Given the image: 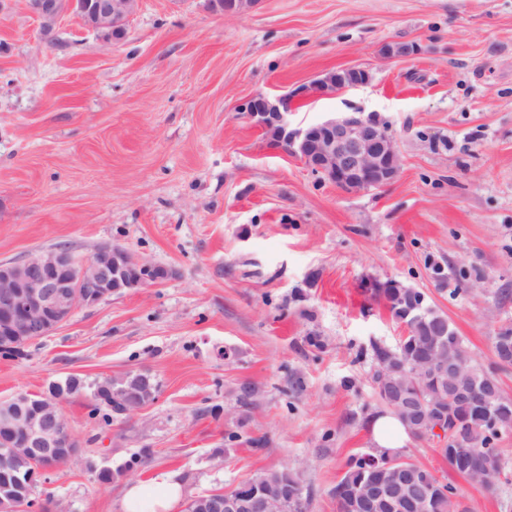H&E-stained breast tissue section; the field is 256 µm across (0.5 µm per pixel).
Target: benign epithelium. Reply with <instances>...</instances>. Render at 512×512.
I'll list each match as a JSON object with an SVG mask.
<instances>
[{"mask_svg": "<svg viewBox=\"0 0 512 512\" xmlns=\"http://www.w3.org/2000/svg\"><path fill=\"white\" fill-rule=\"evenodd\" d=\"M255 0H208L212 10L224 16H236ZM139 0H27L29 11L50 30L65 13L81 17L89 28L106 40L124 36L128 19L136 12ZM369 81L363 69H342L325 74L293 91L292 96L254 95L240 104V111L256 126L272 134L269 146L293 153L313 172L322 175L348 192L381 188L393 182L401 169V157L388 128L358 112H339L320 122L294 128L288 121L291 98L306 96L310 88L325 96L338 90L358 87ZM164 267L143 263L129 251L105 244L91 258L82 259L65 247L37 251L20 261L0 262V351L14 352L48 335L68 320L79 307L94 306L115 294L141 288L166 278ZM424 298L413 297L404 307V318L418 324V330L438 341L415 357L413 365L448 379L451 398L436 396L428 409L389 383L398 372L391 358L380 360L372 369L375 380L386 385L392 409L414 430L429 432L446 440L445 421L450 400L470 402L473 389L459 382V362L443 355L441 338L449 331L443 319H421ZM128 381L118 393L112 391V379L94 382L95 397H117L119 415L127 416L154 401L159 389L141 372L127 374ZM68 389L56 381L48 390L32 397L19 393L0 400V512H30V496L38 481L51 474L61 463L72 461L79 442L69 429L62 403ZM455 462L467 469H480L491 478L499 470L487 461L474 462L464 447ZM24 454L30 464L25 476H17L12 459ZM446 483L434 481L408 465L406 458L389 457L379 468L378 479L360 491L356 507L367 508L375 499L392 512H423L432 497L447 496ZM192 512H288V488L282 484L261 485L248 494L227 491L197 495L190 500Z\"/></svg>", "mask_w": 512, "mask_h": 512, "instance_id": "7a95c632", "label": "benign epithelium"}]
</instances>
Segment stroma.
<instances>
[{
	"mask_svg": "<svg viewBox=\"0 0 512 512\" xmlns=\"http://www.w3.org/2000/svg\"><path fill=\"white\" fill-rule=\"evenodd\" d=\"M395 43L419 51L385 55ZM348 67L369 82L296 101L289 120L389 127L400 176L354 193L271 151L239 110ZM104 244L170 275L0 355V399L131 371L159 395L109 424L89 392L64 401L79 455L37 485L46 512H122L131 485L169 471L185 512L281 469L309 512H336L330 490L384 410L371 344L406 331L365 281L423 292L485 367L512 323V0H256L234 17L140 0L118 41L72 13L44 33L25 0H0V261ZM498 445L509 481L493 491L435 440L405 452L475 512H512V431Z\"/></svg>",
	"mask_w": 512,
	"mask_h": 512,
	"instance_id": "35a3bbf8",
	"label": "stroma"
}]
</instances>
